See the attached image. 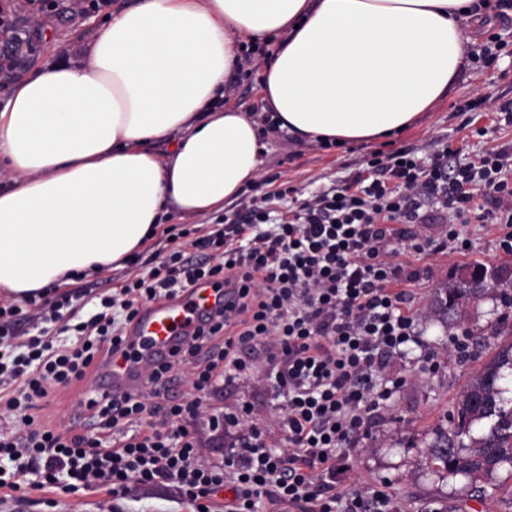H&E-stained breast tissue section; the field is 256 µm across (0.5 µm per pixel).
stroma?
Instances as JSON below:
<instances>
[{"mask_svg":"<svg viewBox=\"0 0 512 512\" xmlns=\"http://www.w3.org/2000/svg\"><path fill=\"white\" fill-rule=\"evenodd\" d=\"M85 10H70V0H16L23 16H35L45 37L40 42V61H48L62 53L68 59L82 62L90 40L97 34L105 17L115 11L134 6L136 0H84ZM276 40L251 45L250 58L225 101L237 109L257 114L262 111L258 90L262 64L273 56ZM485 93L498 102L512 100V56H503L492 66L480 70L465 66L448 94L424 112L404 132L388 140L362 144H299L285 132L269 134L262 152L263 164L258 181L249 187L252 195H263L279 188L281 183L306 195L331 186L336 181L361 169L369 152H390L404 146L435 150L443 141H451L459 158L468 161L485 149L512 144V126L500 121L493 112H462L458 106ZM473 250L466 256L444 252L409 254L405 260L416 273L406 288L411 292L415 310L421 316L417 329L422 341L435 351L440 360L437 371L422 370L417 352H409L401 371L408 381L383 411L369 435L356 441L347 459L348 481L384 490L392 499L395 512H502L504 500L512 499V473L501 472L498 486L482 494L464 478H447L427 463L425 447L435 428L445 424L460 390L476 371L473 363L460 364L450 340L456 334L469 332L471 341L493 344L497 319L503 309L494 296L468 304L461 321L443 322L433 311V299L459 267L479 261L512 266V256L502 255L496 248L494 232L472 224L468 227ZM164 230L156 231L138 253L136 265L113 267L89 278L73 282L81 299L75 307V321L87 320L96 311V298L112 293L125 275L148 271L166 247ZM99 393L96 380H88L68 388L56 389L39 402L31 414L37 424L87 431V400ZM254 405L253 421L266 431L265 441L280 446L283 434L273 419L278 400L256 389L247 379L222 386L213 393L210 403L227 410L239 402ZM0 512H193L173 484L133 486L131 493L112 499L105 488L92 487L66 492L56 487L29 490L23 503H16L7 489H0Z\"/></svg>","mask_w":512,"mask_h":512,"instance_id":"stroma-1","label":"stroma"}]
</instances>
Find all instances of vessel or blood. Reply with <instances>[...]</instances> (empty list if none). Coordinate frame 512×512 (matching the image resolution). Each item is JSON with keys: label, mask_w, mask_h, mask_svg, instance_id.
<instances>
[{"label": "vessel or blood", "mask_w": 512, "mask_h": 512, "mask_svg": "<svg viewBox=\"0 0 512 512\" xmlns=\"http://www.w3.org/2000/svg\"><path fill=\"white\" fill-rule=\"evenodd\" d=\"M234 302L230 289L200 284L173 298L145 305L128 333L129 342L140 352L139 358L113 355L97 374L98 384L104 391L119 395L138 393L147 368L170 360L185 337L207 321L215 309Z\"/></svg>", "instance_id": "vessel-or-blood-1"}]
</instances>
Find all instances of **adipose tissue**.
I'll use <instances>...</instances> for the list:
<instances>
[{
  "mask_svg": "<svg viewBox=\"0 0 512 512\" xmlns=\"http://www.w3.org/2000/svg\"><path fill=\"white\" fill-rule=\"evenodd\" d=\"M477 0H139L87 59L48 61L0 104V298L121 265L170 212L260 177L261 126L223 102L243 44L278 38L261 101L303 143L414 124L464 65Z\"/></svg>",
  "mask_w": 512,
  "mask_h": 512,
  "instance_id": "ef3b65f1",
  "label": "adipose tissue"
}]
</instances>
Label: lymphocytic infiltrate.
Returning <instances> with one entry per match:
<instances>
[{"label": "lymphocytic infiltrate", "instance_id": "1", "mask_svg": "<svg viewBox=\"0 0 512 512\" xmlns=\"http://www.w3.org/2000/svg\"><path fill=\"white\" fill-rule=\"evenodd\" d=\"M456 155L448 142L425 154L414 147L374 151L365 169L299 204L284 187L244 197L238 220L186 242L169 235L162 261L125 280L102 298V312L76 324L63 314L69 291L51 302L1 303L0 373L8 392L0 395V410L10 423L0 427V488L102 485L119 498L134 483H171L204 512L214 490L228 484L234 496L225 512H256L265 501L301 512H390L385 491L348 484L339 472L351 441L368 434L406 383L397 365L419 342L412 297L401 287L411 277L403 256L444 249L466 255L470 224L493 226L499 252L512 255V147L468 162ZM277 201L287 204V216L275 214ZM425 206L442 219L438 235L404 237L402 225L423 223ZM201 282L232 288L235 302L216 310L172 361L149 372L148 393L90 399L93 437L35 423L29 414L35 401L84 381L123 349L145 304ZM39 321L74 332L75 342L21 335V326ZM252 350L266 359L265 380L282 400L279 448L249 425V403L222 414L209 403L215 381L231 384L254 373ZM185 365L195 397L184 403L163 384ZM160 413L166 429L122 428ZM221 427L244 434L222 464L200 465L207 431ZM107 433L114 436L108 448Z\"/></svg>", "mask_w": 512, "mask_h": 512}]
</instances>
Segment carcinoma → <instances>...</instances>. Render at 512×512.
I'll return each mask as SVG.
<instances>
[{
	"label": "carcinoma",
	"instance_id": "cac0c4a2",
	"mask_svg": "<svg viewBox=\"0 0 512 512\" xmlns=\"http://www.w3.org/2000/svg\"><path fill=\"white\" fill-rule=\"evenodd\" d=\"M30 39V29L19 20L0 24V46ZM487 270L482 263L457 269L452 287L436 298V308L444 315H459L464 302L480 299L489 291L497 293L504 309L512 307V288L498 286L475 277ZM501 319L499 335L490 357L469 378L459 393L453 409L447 415L448 427L433 430L426 455L438 462L451 477L462 476L471 481L482 480L490 485L504 465L512 467V398L505 397L509 389L504 380L512 377V324ZM480 434L473 435V427Z\"/></svg>",
	"mask_w": 512,
	"mask_h": 512
}]
</instances>
